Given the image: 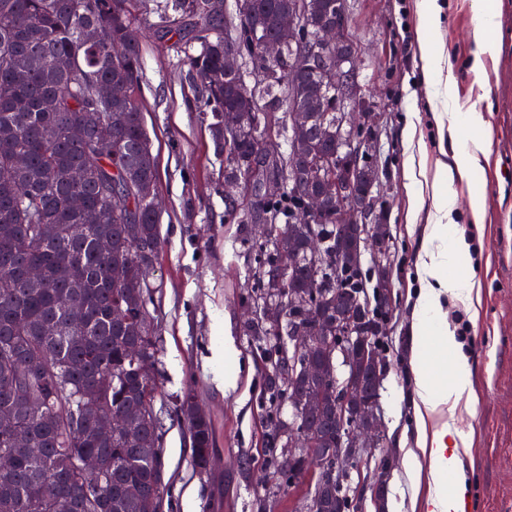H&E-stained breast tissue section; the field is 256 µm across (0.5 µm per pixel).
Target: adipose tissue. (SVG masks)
<instances>
[{"label": "adipose tissue", "instance_id": "1", "mask_svg": "<svg viewBox=\"0 0 512 512\" xmlns=\"http://www.w3.org/2000/svg\"><path fill=\"white\" fill-rule=\"evenodd\" d=\"M480 34L478 50L470 61L475 77L484 73L485 57L494 55L498 44L497 13L489 0H471ZM418 50L433 105L437 126L453 131L452 165L435 171L426 167V145L416 123L406 131V174L413 189L415 209H427L428 221L415 257L416 319L428 342L412 361L418 445L427 463L410 457L404 463L406 476L420 484L423 472L432 483L425 499V512H461L465 486L458 471L461 456L470 446L469 433L455 419L459 408L476 402L473 370L455 328L448 323L446 304L455 301L478 311L480 283L472 266L471 244L454 221L458 210L457 180L470 177L489 153L488 123L484 113L458 109L456 79L438 50L442 25L439 0H419ZM422 455V456H423Z\"/></svg>", "mask_w": 512, "mask_h": 512}]
</instances>
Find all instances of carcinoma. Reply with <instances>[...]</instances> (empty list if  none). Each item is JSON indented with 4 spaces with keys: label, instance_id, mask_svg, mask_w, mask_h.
<instances>
[{
    "label": "carcinoma",
    "instance_id": "carcinoma-1",
    "mask_svg": "<svg viewBox=\"0 0 512 512\" xmlns=\"http://www.w3.org/2000/svg\"><path fill=\"white\" fill-rule=\"evenodd\" d=\"M299 15L295 40L282 59L267 62L260 43L280 34V16ZM349 14L347 0H252L245 22L228 26L224 0H166L163 9L148 11L146 0H0V409L8 408L27 425L39 458L12 447L0 437V512H156L165 486L159 462L164 443L158 401L159 343L150 330L149 310L158 285L149 280L162 249L160 213L147 194L156 190L158 165L144 126L136 93L141 73L137 22L167 35L173 17L192 13L199 22L184 32L189 41L185 63L195 84L198 110L211 116L207 129L222 157L218 182L245 190L265 179L280 181L278 192L263 200L259 215L274 223L267 238L245 239L251 256L252 282L242 297L256 306L260 318L247 324L255 337L269 399L289 404L300 397L317 408L306 417L292 411L297 426L318 432L319 448L336 447V371L313 349L301 357L322 365L316 377L288 378V354L271 343L263 304H284L281 328L290 336L311 329L310 316L321 313L336 335V293L357 303L353 315L371 334V347L386 356L380 328L387 311L377 305V291L388 277H374L362 263L337 264L330 252L332 212L305 219L306 199L288 184L300 183L320 193L336 192V155L376 133L340 123L331 107L333 89L327 70L315 66L311 48L326 52L317 40L321 24ZM89 26L98 38L82 37ZM125 44L112 56V42ZM232 44L251 71L262 76L255 88L245 73L224 71V45ZM97 84H121L130 94L104 104L95 97ZM307 112L300 128L280 123L275 139L266 138L275 108L290 114ZM244 116L235 129L224 127V112ZM106 137L109 147L97 142ZM308 156L293 159L295 142ZM26 158L11 169L4 160ZM81 172L75 182L71 173ZM79 194L81 210L70 198ZM225 217L250 224L252 215L227 203ZM53 232L39 240L34 226ZM107 239L112 251L102 255L96 243ZM295 257L281 289L267 273L276 270L282 253ZM62 264L75 267L70 280L59 278ZM81 304L87 320L72 323L66 312ZM47 324L59 333L43 335ZM143 348L139 362L129 359L134 344ZM112 378V392L99 395L101 413L77 431L70 425L76 394ZM120 417L125 427L109 439L96 436L102 422ZM180 421L198 447L213 450L214 431L208 415L182 406ZM284 423L273 409L266 416L267 448L283 442ZM84 452L96 454L109 481L108 493L94 480H79L73 461ZM319 452L308 453L279 472L291 486ZM375 477L388 479L394 458H372ZM46 479L58 483L57 500L45 508L38 502ZM320 512H361L349 482H328Z\"/></svg>",
    "mask_w": 512,
    "mask_h": 512
}]
</instances>
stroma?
Returning a JSON list of instances; mask_svg holds the SVG:
<instances>
[{
	"mask_svg": "<svg viewBox=\"0 0 512 512\" xmlns=\"http://www.w3.org/2000/svg\"><path fill=\"white\" fill-rule=\"evenodd\" d=\"M498 14V52L485 58L482 79L469 61L477 48L470 0H441L440 44L454 66L461 110L485 113L491 142L480 171L459 186L460 226L474 238L473 266L481 284L479 318L466 343L478 401L462 413L472 446L461 465L468 486L462 512H512V0H492ZM356 43L355 76L382 121L376 149L385 165L380 206L393 244L389 280L393 305L384 342L391 364L380 390L385 435L396 450L386 502L413 512L426 487H414L404 462L417 448L411 345L414 261L426 211L412 207L405 175V126L419 113L427 168L449 161L448 134L439 131L428 102L417 51V0H348ZM142 73L136 98L159 166L162 249L150 279L159 283L150 310L161 349L158 378L164 440L162 512H306L309 484L283 489L277 476L258 483L265 431L263 376L246 336L249 260L241 227L224 221L221 162L197 112L193 82L179 36L141 32ZM485 202L482 227L470 225L469 197ZM236 352L234 390L224 388V346ZM194 389L215 431V465L192 466L189 436L175 413Z\"/></svg>",
	"mask_w": 512,
	"mask_h": 512,
	"instance_id": "obj_1",
	"label": "stroma"
}]
</instances>
